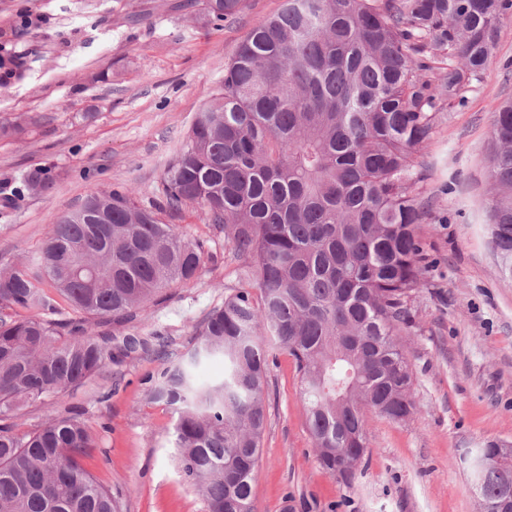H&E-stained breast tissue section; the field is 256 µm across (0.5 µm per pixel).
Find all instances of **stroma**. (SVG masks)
<instances>
[{"mask_svg": "<svg viewBox=\"0 0 512 512\" xmlns=\"http://www.w3.org/2000/svg\"><path fill=\"white\" fill-rule=\"evenodd\" d=\"M283 2L244 0L215 21L205 0H0V125L24 127L0 135V180L44 167L55 175L49 191L0 203V267L32 257L48 226L91 194L127 188L152 203L238 45ZM510 99L512 19L428 145L432 172L419 190L429 215L418 234L429 269L403 339L413 415L398 423L368 413L369 452L355 479L330 476L316 460L294 361L277 351L257 512H480L462 457L488 441L512 444V275L491 242L486 181L491 109ZM158 218L209 251L198 279L166 289L136 322L140 335L160 332L180 349L240 287L245 265L199 209ZM157 349L108 365L64 398L21 405L13 425L27 433L81 412L97 443L88 467L122 512H206L174 461V414L145 399Z\"/></svg>", "mask_w": 512, "mask_h": 512, "instance_id": "35a3bbf8", "label": "stroma"}]
</instances>
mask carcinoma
<instances>
[{
    "label": "carcinoma",
    "instance_id": "cac0c4a2",
    "mask_svg": "<svg viewBox=\"0 0 512 512\" xmlns=\"http://www.w3.org/2000/svg\"><path fill=\"white\" fill-rule=\"evenodd\" d=\"M243 0H207L224 20ZM512 0H284L257 20L161 179L163 207L195 205L249 263L244 286L168 348L149 402L171 409L175 461L207 512H256L271 347L296 363L320 467L353 480L369 452L366 412L414 409L398 340L426 271L417 185L439 114L484 71ZM492 244L512 270V102L495 106L486 169ZM50 171L0 185V197L44 193ZM204 243L159 222L114 189L50 225L29 261L0 269V512H121L83 461L95 437L76 413L16 434L12 412L62 397L148 339L127 325L165 289L198 277ZM65 303L77 315H53ZM28 312L19 316L17 312ZM224 360V375L196 370ZM482 499L512 512V447L488 441L474 460Z\"/></svg>",
    "mask_w": 512,
    "mask_h": 512
}]
</instances>
